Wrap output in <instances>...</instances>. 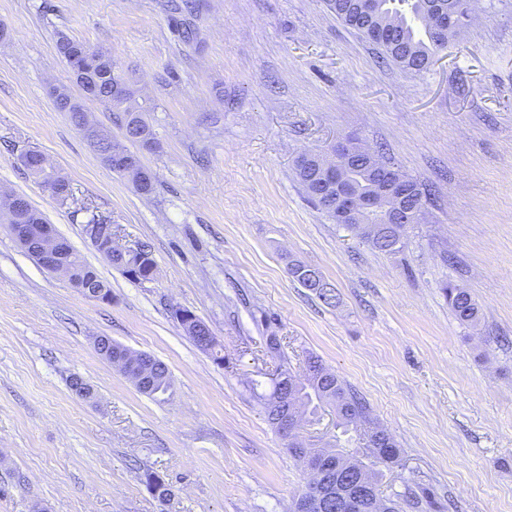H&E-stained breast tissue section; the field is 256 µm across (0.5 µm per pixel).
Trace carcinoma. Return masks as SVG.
I'll return each mask as SVG.
<instances>
[{
  "label": "carcinoma",
  "instance_id": "1",
  "mask_svg": "<svg viewBox=\"0 0 512 512\" xmlns=\"http://www.w3.org/2000/svg\"><path fill=\"white\" fill-rule=\"evenodd\" d=\"M354 0H331V7L346 26L358 35L365 33V23H353V15L350 10ZM432 0H377L379 12L392 19L398 28L400 44L385 45L380 47L382 61L399 66L405 70L423 73L428 70L429 62L441 50L438 39L427 29L422 21L423 14L429 9ZM86 48V44L67 35L58 32L55 36V49L59 57L72 71L76 83L81 88L85 99L98 101L105 105L120 124L125 127V117H130V122L138 125L149 134H154L150 124L144 117L145 108L139 105L136 92L132 86H127L126 97L121 100L112 98V79L122 75L112 59V54L102 49H88L90 58L84 73L74 71V63L70 58V49ZM59 111L68 115L70 122L77 130H82L86 109L80 102L72 105L58 103ZM296 178L303 187L308 198L317 206H323L319 194L320 177L313 167H304L300 164L295 168ZM348 179L351 185L364 193L372 192V181L367 169L355 162L348 165ZM18 224H46V216L32 204L16 216ZM384 223L381 213H368L361 218L359 224H347L355 238L374 250L395 253L405 246L410 232L415 226L410 225L402 236H387L381 234L380 224ZM289 273L292 279L302 286H307L303 275L310 274L317 282L315 293L328 305L335 303L337 294L335 289L326 282L321 273L299 261L291 263ZM448 298V306L453 311L456 319L465 325H475L481 320V311L470 293L453 283L445 287ZM112 359L126 361L130 372L138 373L147 383L138 387V390L150 397L167 392L171 387L170 372L167 366L158 359L153 363L136 357L134 351L116 343L112 346ZM307 363L310 366V374H295L283 365L273 380L271 390L259 395V400L265 414L274 428H279L277 418L284 411H295L302 417V423L311 424L318 413V409L328 405L336 411L337 424L344 431L377 430L387 435V442L381 448H354L350 451L339 447L337 444L310 442L309 447L316 449L322 457L327 468L322 476L315 481L312 490L319 496L334 503L342 504L338 512H400L399 502L392 499H381L379 487L385 478L384 468L372 458L386 457L385 468L396 464L399 457V449L396 440L388 431L381 427L373 418L369 405L364 399L354 393L347 384L335 373L331 372L316 356H309ZM287 377L291 381L290 399L288 406L278 403L279 378ZM143 479L146 486L154 489V497L161 502L170 496V488L161 477L152 472L145 471Z\"/></svg>",
  "mask_w": 512,
  "mask_h": 512
}]
</instances>
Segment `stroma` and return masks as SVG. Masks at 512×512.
<instances>
[{"label": "stroma", "mask_w": 512, "mask_h": 512, "mask_svg": "<svg viewBox=\"0 0 512 512\" xmlns=\"http://www.w3.org/2000/svg\"><path fill=\"white\" fill-rule=\"evenodd\" d=\"M170 0H0V192L24 195L112 289L89 300L40 268L0 223V512H291L308 481L250 389L309 355L339 375L399 444L382 496L403 512H512V0L429 70L381 63L326 0H208L183 44ZM106 48L140 89L158 147L154 191L114 173L56 108L82 92L56 32ZM359 136L431 191L430 217L381 253L308 201L294 170ZM41 152L74 188L64 204L20 163ZM110 216L148 245L153 280L123 276L83 234ZM317 268L327 305L288 273ZM481 309L460 324L444 288ZM194 312L223 365L173 317ZM99 336L164 362L140 393ZM82 377L94 391L69 389ZM173 487L162 504L145 470ZM289 273L292 279L302 285L304 288H310L307 285L306 279L302 276L306 273H309L319 284L318 288L311 289L315 291V293L328 305H332L335 303L337 299V294H335V289L331 287V285L326 282L321 275V273L311 266L303 264L302 262L295 261L291 263L289 267Z\"/></svg>", "instance_id": "obj_1"}]
</instances>
